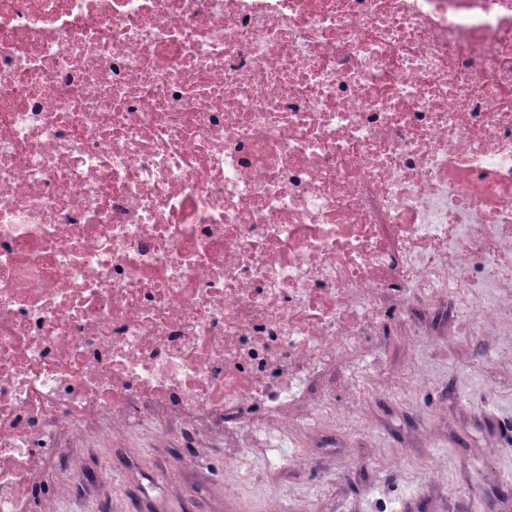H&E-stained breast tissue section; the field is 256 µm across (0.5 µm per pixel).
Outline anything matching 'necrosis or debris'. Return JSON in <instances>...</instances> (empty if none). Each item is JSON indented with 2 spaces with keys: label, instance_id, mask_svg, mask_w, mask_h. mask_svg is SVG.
I'll use <instances>...</instances> for the list:
<instances>
[{
  "label": "necrosis or debris",
  "instance_id": "1",
  "mask_svg": "<svg viewBox=\"0 0 512 512\" xmlns=\"http://www.w3.org/2000/svg\"><path fill=\"white\" fill-rule=\"evenodd\" d=\"M512 316V0H0V512L99 418L269 466L411 294ZM344 368L336 367V371L325 375L319 382V387L326 386L336 396V402H345L349 397V384L346 379Z\"/></svg>",
  "mask_w": 512,
  "mask_h": 512
}]
</instances>
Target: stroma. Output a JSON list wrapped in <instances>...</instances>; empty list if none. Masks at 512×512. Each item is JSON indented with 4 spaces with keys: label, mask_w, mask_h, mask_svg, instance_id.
I'll return each mask as SVG.
<instances>
[{
    "label": "stroma",
    "mask_w": 512,
    "mask_h": 512,
    "mask_svg": "<svg viewBox=\"0 0 512 512\" xmlns=\"http://www.w3.org/2000/svg\"><path fill=\"white\" fill-rule=\"evenodd\" d=\"M417 320L399 314L380 328L365 364L394 375L415 364L428 381L409 392L372 396L364 420L337 426L336 451L275 472L262 463L261 438L241 429L225 442L221 428L197 424L192 442L157 433L140 442L97 421L74 440L68 460L38 473L30 512H262L287 501L292 512H512V336L468 337L462 319L427 324L426 349L410 340ZM168 465L164 486L144 493L127 469Z\"/></svg>",
    "instance_id": "stroma-1"
}]
</instances>
